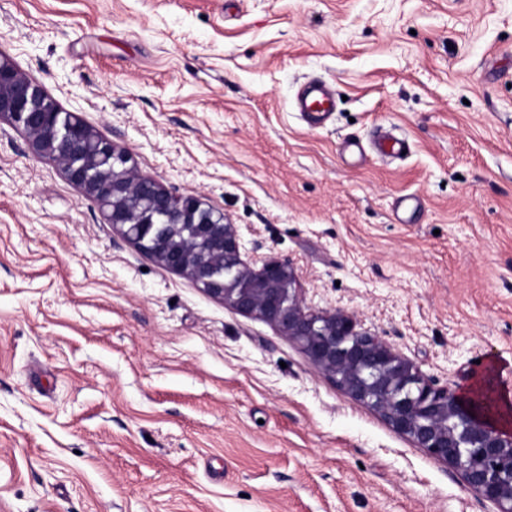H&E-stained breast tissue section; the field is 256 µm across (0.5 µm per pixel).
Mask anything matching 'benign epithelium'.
Segmentation results:
<instances>
[{"instance_id": "obj_1", "label": "benign epithelium", "mask_w": 512, "mask_h": 512, "mask_svg": "<svg viewBox=\"0 0 512 512\" xmlns=\"http://www.w3.org/2000/svg\"><path fill=\"white\" fill-rule=\"evenodd\" d=\"M2 119L27 136L37 159L54 164L95 200L124 239L225 306L276 327L321 375L415 447L460 471L497 512H512V427L494 422L491 397L477 387L481 366L469 365L461 386H439L365 331L354 314L308 307L291 263L243 254L224 211L196 194H174L142 173L128 149L63 111L0 53Z\"/></svg>"}]
</instances>
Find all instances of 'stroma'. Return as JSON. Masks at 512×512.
Instances as JSON below:
<instances>
[{
    "mask_svg": "<svg viewBox=\"0 0 512 512\" xmlns=\"http://www.w3.org/2000/svg\"><path fill=\"white\" fill-rule=\"evenodd\" d=\"M0 53L307 304L438 385L478 360L512 386V0H0ZM312 79L320 129L293 108ZM385 130L405 158L342 156ZM0 512L495 507L0 121ZM299 109L311 126L323 124L329 113L335 109L332 89L319 81L308 82L300 98Z\"/></svg>",
    "mask_w": 512,
    "mask_h": 512,
    "instance_id": "obj_1",
    "label": "stroma"
}]
</instances>
